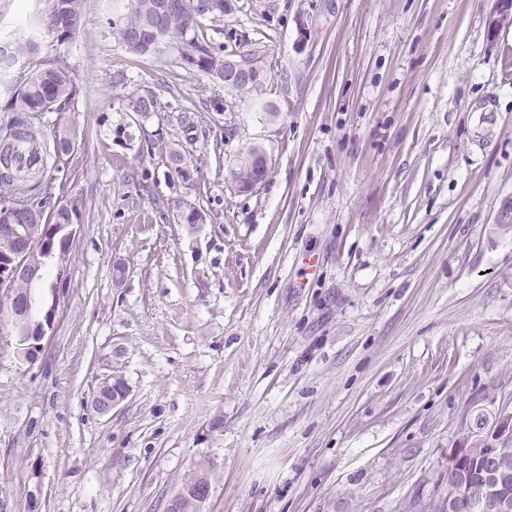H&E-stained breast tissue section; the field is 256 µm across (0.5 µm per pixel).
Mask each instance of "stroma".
I'll list each match as a JSON object with an SVG mask.
<instances>
[{
    "label": "stroma",
    "mask_w": 512,
    "mask_h": 512,
    "mask_svg": "<svg viewBox=\"0 0 512 512\" xmlns=\"http://www.w3.org/2000/svg\"><path fill=\"white\" fill-rule=\"evenodd\" d=\"M51 5L0 0V43L33 35L81 89L45 176L82 222L38 360L0 328V512H166L200 468L204 512H422L479 411L512 412L496 0H227L201 26L257 57L249 93L129 53L116 0L57 47ZM146 91L155 112H130ZM252 146L268 175L243 193L224 161ZM116 349L130 395L101 415Z\"/></svg>",
    "instance_id": "1"
}]
</instances>
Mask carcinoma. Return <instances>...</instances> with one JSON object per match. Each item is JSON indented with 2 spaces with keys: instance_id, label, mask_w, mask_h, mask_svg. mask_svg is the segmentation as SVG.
I'll return each mask as SVG.
<instances>
[{
  "instance_id": "cac0c4a2",
  "label": "carcinoma",
  "mask_w": 512,
  "mask_h": 512,
  "mask_svg": "<svg viewBox=\"0 0 512 512\" xmlns=\"http://www.w3.org/2000/svg\"><path fill=\"white\" fill-rule=\"evenodd\" d=\"M154 0H128L127 13L112 22L115 38L128 51L140 56H160L171 48L180 64L205 75L217 87L224 85V54L214 50L204 38L200 18L209 16L220 21L226 11L225 0H179V13L163 44L134 46L133 33L154 24L151 5ZM86 0H52L51 22L58 46L67 44L77 32L59 28V19L71 17L84 19ZM13 74L14 80L6 89L0 112L11 113L0 132V157L10 159L12 169L0 172V215L9 211L17 220L26 224L48 225V235L54 242V252L66 248L64 232L54 229L57 224H78L82 214L78 204L64 197L65 186L54 188L43 181V171H23L16 164L13 142L27 138L34 144L42 142V116L54 112L58 117V130L53 135L54 166L66 167L75 151L74 135L65 122V114L77 108L79 88L62 67L58 56H44L38 42L29 39L0 49V73ZM155 96L146 92L129 99L128 109L139 115L156 111ZM168 166L181 176L190 179L184 166L181 151L171 149L166 153ZM263 151L250 147L245 156L227 165L225 179L238 191H250V185L264 181ZM124 389V382L112 379L110 385L97 387L91 397V406L109 399ZM497 416L481 413L477 416L475 430L471 431L470 444L461 459L448 452V492L466 483L474 488L487 487L488 493L470 512H497V505L506 499L512 502V439L500 440L495 436ZM211 484L205 470L191 473L182 482L179 493L187 504L186 512H197L195 492Z\"/></svg>"
}]
</instances>
